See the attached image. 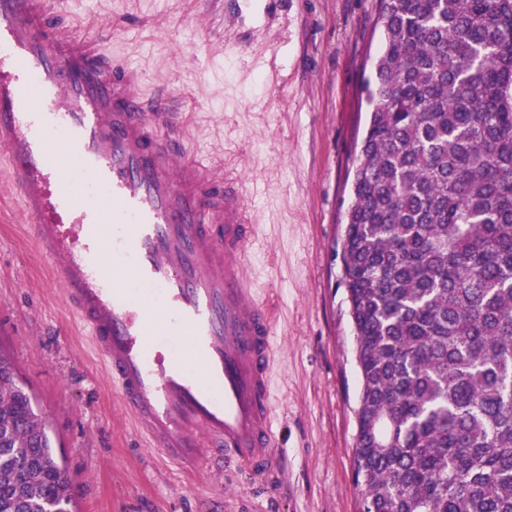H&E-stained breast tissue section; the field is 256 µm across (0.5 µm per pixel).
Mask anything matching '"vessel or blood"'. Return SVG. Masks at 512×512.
I'll use <instances>...</instances> for the list:
<instances>
[{
    "mask_svg": "<svg viewBox=\"0 0 512 512\" xmlns=\"http://www.w3.org/2000/svg\"><path fill=\"white\" fill-rule=\"evenodd\" d=\"M0 155L33 237L159 457L266 478L273 321L243 273L253 219L106 42L0 0Z\"/></svg>",
    "mask_w": 512,
    "mask_h": 512,
    "instance_id": "1",
    "label": "vessel or blood"
}]
</instances>
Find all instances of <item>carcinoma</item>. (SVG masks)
Masks as SVG:
<instances>
[{
  "mask_svg": "<svg viewBox=\"0 0 512 512\" xmlns=\"http://www.w3.org/2000/svg\"><path fill=\"white\" fill-rule=\"evenodd\" d=\"M342 244L367 512H512V0H380ZM0 359V512H67Z\"/></svg>",
  "mask_w": 512,
  "mask_h": 512,
  "instance_id": "cac0c4a2",
  "label": "carcinoma"
}]
</instances>
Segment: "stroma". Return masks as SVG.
<instances>
[{"mask_svg": "<svg viewBox=\"0 0 512 512\" xmlns=\"http://www.w3.org/2000/svg\"><path fill=\"white\" fill-rule=\"evenodd\" d=\"M77 35L112 33L146 96L176 100L191 155L240 175L254 219L245 270L276 324L272 484L235 467L162 463L133 428L90 337L37 253L0 156V353L46 422L70 512H359L360 375L341 245L366 124L379 0H273L271 24L231 0H48Z\"/></svg>", "mask_w": 512, "mask_h": 512, "instance_id": "35a3bbf8", "label": "stroma"}]
</instances>
